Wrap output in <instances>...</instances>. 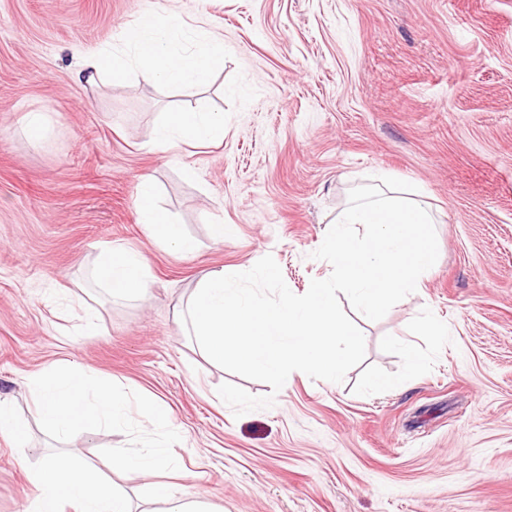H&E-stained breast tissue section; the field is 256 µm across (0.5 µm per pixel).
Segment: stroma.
<instances>
[{
    "mask_svg": "<svg viewBox=\"0 0 512 512\" xmlns=\"http://www.w3.org/2000/svg\"><path fill=\"white\" fill-rule=\"evenodd\" d=\"M149 2L0 0V399L27 426L32 465L71 455L140 512L145 482L114 470L112 451L162 439L155 401L180 439L176 470L154 481L191 483L224 512H512V0H163L224 43L205 91L133 72L79 82L74 46L111 43ZM196 107L223 113L222 141L174 163L148 149L165 112ZM28 112L50 118L40 142L22 129ZM147 171L195 255L146 235ZM379 173L424 190L439 257L381 320L349 311L364 361L340 383L293 372L276 393L209 363L178 326L179 303L208 272L268 254L303 294L332 272L313 253L350 189ZM217 221L235 228L221 244ZM113 242L145 256V293L114 298L92 279ZM428 315L447 335L423 329ZM67 365L127 392L126 421L47 431L28 379ZM376 375L394 386L370 390ZM226 382L275 403L234 416L217 394ZM14 453L0 433V512H26L32 492Z\"/></svg>",
    "mask_w": 512,
    "mask_h": 512,
    "instance_id": "obj_1",
    "label": "stroma"
}]
</instances>
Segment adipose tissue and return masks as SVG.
<instances>
[{"label":"adipose tissue","instance_id":"1","mask_svg":"<svg viewBox=\"0 0 512 512\" xmlns=\"http://www.w3.org/2000/svg\"><path fill=\"white\" fill-rule=\"evenodd\" d=\"M182 34L175 18L162 8H149L138 22L120 30L114 45L93 50L75 48L77 76L80 81L94 85L125 74L127 64L131 63L144 81L206 88L215 72L224 67V44L212 39L196 43L191 49L184 48L179 44ZM223 136V113L169 112L153 126L148 146L171 160L182 146L217 142ZM155 186L152 174L139 175L137 205L147 236L181 254L196 253V240L157 206ZM95 275L116 297L139 295L149 287L150 273L143 256L122 244H111L103 251ZM29 388L41 424L63 438L91 425L121 424L128 414L125 395L108 390L94 371L81 367L36 373L29 379ZM154 421L156 427L166 430V440L144 449H113V464L149 479L151 512H216L211 502L189 486L176 489L152 482L151 476L157 469L175 465L170 444L178 438L164 406H155ZM15 464L28 471L35 488L26 512H132L130 499L122 489L98 479L72 457L52 455L34 467L22 452Z\"/></svg>","mask_w":512,"mask_h":512}]
</instances>
